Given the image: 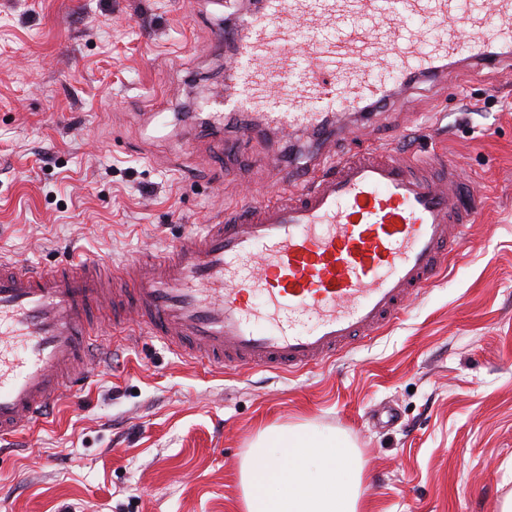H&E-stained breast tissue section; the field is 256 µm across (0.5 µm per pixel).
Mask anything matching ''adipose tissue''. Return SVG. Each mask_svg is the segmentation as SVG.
Segmentation results:
<instances>
[{
    "label": "adipose tissue",
    "mask_w": 512,
    "mask_h": 512,
    "mask_svg": "<svg viewBox=\"0 0 512 512\" xmlns=\"http://www.w3.org/2000/svg\"><path fill=\"white\" fill-rule=\"evenodd\" d=\"M356 458L336 435L304 425L267 427L241 466L244 512H360Z\"/></svg>",
    "instance_id": "obj_1"
}]
</instances>
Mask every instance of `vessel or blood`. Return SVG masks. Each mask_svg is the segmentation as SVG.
Listing matches in <instances>:
<instances>
[{
    "mask_svg": "<svg viewBox=\"0 0 512 512\" xmlns=\"http://www.w3.org/2000/svg\"><path fill=\"white\" fill-rule=\"evenodd\" d=\"M239 29L227 101L284 133L385 102L396 81L512 67V0H263ZM480 205L456 163L374 144L326 152L277 196L114 268L108 288L90 261H0V434L77 384L86 345L107 344L78 334L105 306L113 328L227 369L330 359L435 283Z\"/></svg>",
    "mask_w": 512,
    "mask_h": 512,
    "instance_id": "vessel-or-blood-1",
    "label": "vessel or blood"
}]
</instances>
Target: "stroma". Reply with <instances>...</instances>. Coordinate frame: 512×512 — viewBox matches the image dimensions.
Returning <instances> with one entry per match:
<instances>
[{
  "instance_id": "35a3bbf8",
  "label": "stroma",
  "mask_w": 512,
  "mask_h": 512,
  "mask_svg": "<svg viewBox=\"0 0 512 512\" xmlns=\"http://www.w3.org/2000/svg\"><path fill=\"white\" fill-rule=\"evenodd\" d=\"M249 0H0V257L163 251L314 162L304 130L245 140L219 34ZM336 152L446 153L484 204L399 319L298 373L192 361L94 316L112 355L0 454V512H242L264 427L346 438L365 512H500L512 496V72L420 81L334 112ZM282 164L268 157L270 144Z\"/></svg>"
}]
</instances>
